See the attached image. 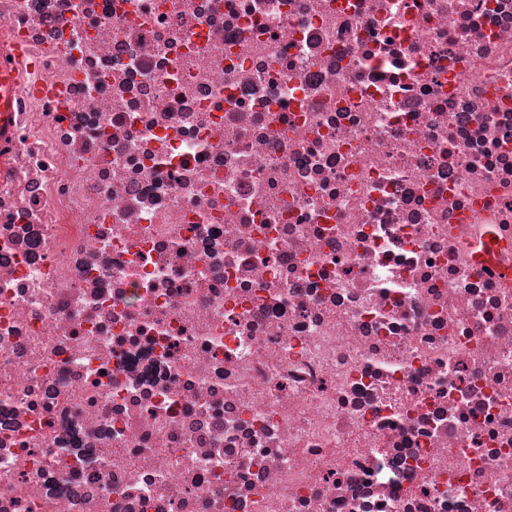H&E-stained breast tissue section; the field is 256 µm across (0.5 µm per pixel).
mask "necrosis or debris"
Instances as JSON below:
<instances>
[{
    "label": "necrosis or debris",
    "instance_id": "4bbe7bcc",
    "mask_svg": "<svg viewBox=\"0 0 512 512\" xmlns=\"http://www.w3.org/2000/svg\"><path fill=\"white\" fill-rule=\"evenodd\" d=\"M0 512H512V0H0Z\"/></svg>",
    "mask_w": 512,
    "mask_h": 512
}]
</instances>
